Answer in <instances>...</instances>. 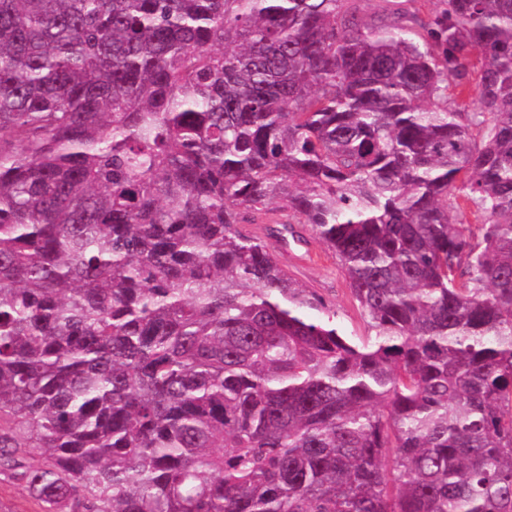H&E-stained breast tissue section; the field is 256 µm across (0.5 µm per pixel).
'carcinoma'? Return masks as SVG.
Segmentation results:
<instances>
[{
    "label": "carcinoma",
    "instance_id": "obj_1",
    "mask_svg": "<svg viewBox=\"0 0 512 512\" xmlns=\"http://www.w3.org/2000/svg\"><path fill=\"white\" fill-rule=\"evenodd\" d=\"M415 2L0 0V473L45 512H512V0ZM273 203L368 340L237 230Z\"/></svg>",
    "mask_w": 512,
    "mask_h": 512
}]
</instances>
